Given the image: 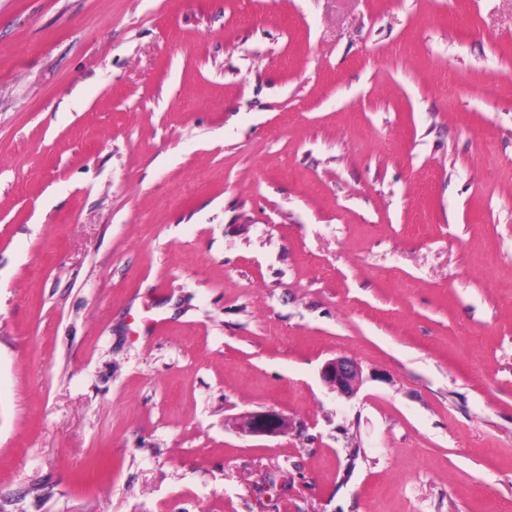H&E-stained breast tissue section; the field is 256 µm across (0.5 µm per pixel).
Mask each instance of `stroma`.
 Returning <instances> with one entry per match:
<instances>
[{"instance_id": "obj_1", "label": "stroma", "mask_w": 512, "mask_h": 512, "mask_svg": "<svg viewBox=\"0 0 512 512\" xmlns=\"http://www.w3.org/2000/svg\"><path fill=\"white\" fill-rule=\"evenodd\" d=\"M0 512H512V0H0ZM321 378L340 396L350 398L358 392L362 384V371L354 359L338 357L324 365ZM236 429L243 435L276 437L288 430V418L274 409L244 412L236 421Z\"/></svg>"}]
</instances>
